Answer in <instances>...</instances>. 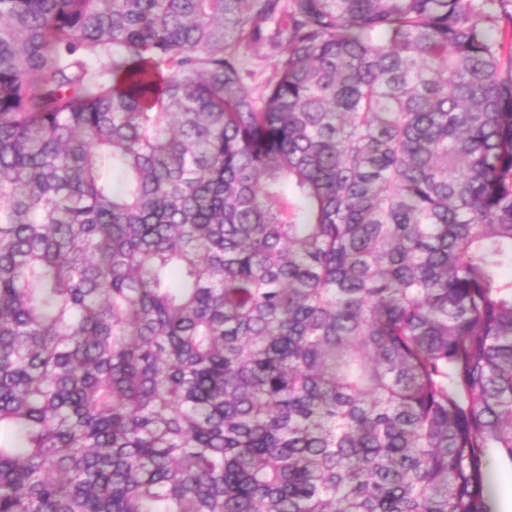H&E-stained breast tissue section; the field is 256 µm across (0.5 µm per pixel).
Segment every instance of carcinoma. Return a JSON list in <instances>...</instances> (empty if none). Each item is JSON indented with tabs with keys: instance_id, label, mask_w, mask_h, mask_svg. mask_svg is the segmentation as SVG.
Masks as SVG:
<instances>
[{
	"instance_id": "cac0c4a2",
	"label": "carcinoma",
	"mask_w": 512,
	"mask_h": 512,
	"mask_svg": "<svg viewBox=\"0 0 512 512\" xmlns=\"http://www.w3.org/2000/svg\"><path fill=\"white\" fill-rule=\"evenodd\" d=\"M504 2L0 0V512H487ZM247 69L251 73L247 83L256 88L262 86L273 75L272 62L268 59L251 58L247 63Z\"/></svg>"
}]
</instances>
